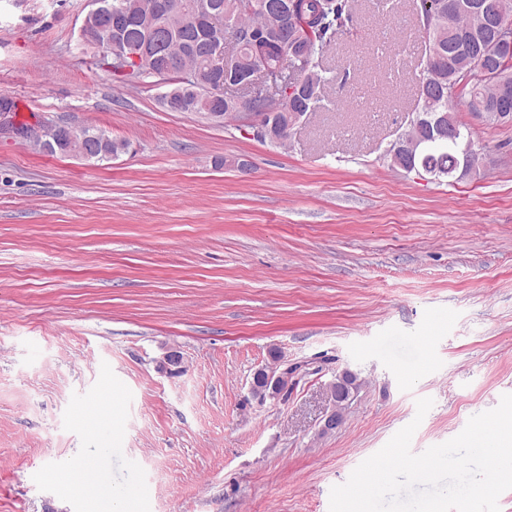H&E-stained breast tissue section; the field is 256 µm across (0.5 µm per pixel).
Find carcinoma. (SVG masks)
<instances>
[{
	"instance_id": "1",
	"label": "carcinoma",
	"mask_w": 512,
	"mask_h": 512,
	"mask_svg": "<svg viewBox=\"0 0 512 512\" xmlns=\"http://www.w3.org/2000/svg\"><path fill=\"white\" fill-rule=\"evenodd\" d=\"M112 6L110 28L125 42L152 48L149 63H139L127 73L116 59L103 57L113 77L121 82L155 79L165 88L164 101L172 96L178 112L211 115L233 108L224 103V70L214 67L217 50L228 37L244 43L243 56L262 59L268 78L277 85L302 80L292 102L268 104L264 111L275 116L264 125L278 126L288 112H317L326 108L324 89L337 83L343 89L349 72L333 75L328 53L355 29L353 0H279L295 10L297 23L285 35L271 37L267 30L280 28L281 13L266 14L246 0H105ZM420 22L425 34L424 80L419 89L416 118L389 150L391 166L407 173H424L436 180L462 178L472 172L466 159L471 135L455 116L457 99L471 106L484 103V121L512 122L495 101L498 85L512 84V53L503 51L481 66L475 61L486 54L495 34L491 21L512 20V0H420ZM41 150L77 156L85 149L86 161L109 162L126 152L129 143L112 138L95 125L59 135L55 125L45 126L35 143Z\"/></svg>"
}]
</instances>
